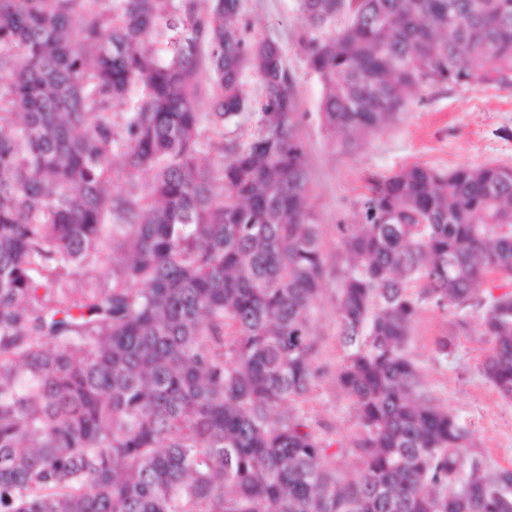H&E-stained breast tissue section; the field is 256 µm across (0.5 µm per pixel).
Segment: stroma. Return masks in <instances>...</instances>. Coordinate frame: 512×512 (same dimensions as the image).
<instances>
[{"label": "stroma", "mask_w": 512, "mask_h": 512, "mask_svg": "<svg viewBox=\"0 0 512 512\" xmlns=\"http://www.w3.org/2000/svg\"><path fill=\"white\" fill-rule=\"evenodd\" d=\"M240 25L249 41L272 39L285 52L294 79L296 131L310 176L314 217L321 229L329 268L340 264L337 227L358 221L357 201L370 176H388L413 164L450 171L460 165L497 163L512 166V86H439L408 95L406 112L357 148L335 143L319 117L322 86L297 46L296 0H241ZM249 106L224 125V139L245 141L256 129L262 85L253 71L244 75ZM338 284L328 277L315 304L312 323L321 358L336 364ZM452 316L424 306L408 344L425 391L472 434L474 454L492 465L512 466V401L499 395L480 372L489 344L480 334L477 316L456 331V349L447 363L435 360L436 336L454 331ZM303 406L328 442L342 451L331 465L343 475L357 470L346 444L357 429L353 405L332 375H324L305 395Z\"/></svg>", "instance_id": "stroma-1"}]
</instances>
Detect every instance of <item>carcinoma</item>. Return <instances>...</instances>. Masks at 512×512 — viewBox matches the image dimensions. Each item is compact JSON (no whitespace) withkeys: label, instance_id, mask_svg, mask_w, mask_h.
<instances>
[{"label":"carcinoma","instance_id":"1","mask_svg":"<svg viewBox=\"0 0 512 512\" xmlns=\"http://www.w3.org/2000/svg\"><path fill=\"white\" fill-rule=\"evenodd\" d=\"M240 0H0V512H512V467L425 395L408 342L423 305L468 325L512 399V166L412 165L368 181L341 224L334 377L359 462L301 407L321 373L329 274L281 47ZM298 46L346 145L407 94L512 79V0H298ZM171 33L166 58L146 47ZM257 129L209 160L248 106ZM211 86L200 111L201 77ZM142 90L124 113L132 87ZM138 195L114 196L113 146ZM112 286L65 277L102 254ZM456 337L434 340L438 361ZM243 80L249 106L241 115L233 118L230 122L224 123V148L231 141L239 143L245 141L257 127L262 85L260 79L251 70L245 72Z\"/></svg>","mask_w":512,"mask_h":512}]
</instances>
